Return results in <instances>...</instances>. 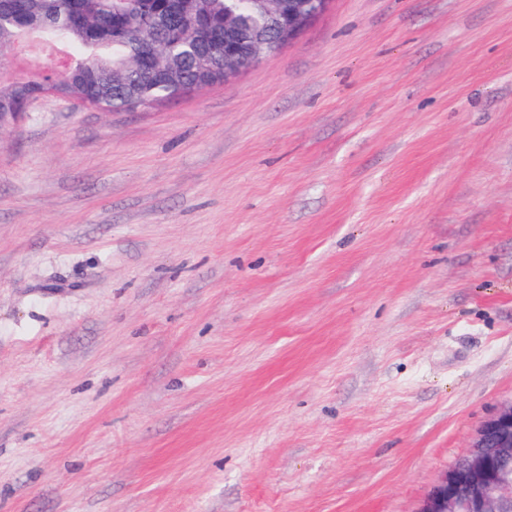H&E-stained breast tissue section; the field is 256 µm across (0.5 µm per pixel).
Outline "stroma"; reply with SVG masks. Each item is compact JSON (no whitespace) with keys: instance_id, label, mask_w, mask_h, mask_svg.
<instances>
[{"instance_id":"1","label":"stroma","mask_w":512,"mask_h":512,"mask_svg":"<svg viewBox=\"0 0 512 512\" xmlns=\"http://www.w3.org/2000/svg\"><path fill=\"white\" fill-rule=\"evenodd\" d=\"M511 402L512 0L0 129V512H417Z\"/></svg>"}]
</instances>
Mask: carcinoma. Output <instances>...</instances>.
Segmentation results:
<instances>
[{
  "mask_svg": "<svg viewBox=\"0 0 512 512\" xmlns=\"http://www.w3.org/2000/svg\"><path fill=\"white\" fill-rule=\"evenodd\" d=\"M173 13L202 16L221 36L226 17L251 31L269 23L261 0H0V45L38 36L71 59L67 78L43 88L131 110L182 96L216 67L190 25L171 28Z\"/></svg>",
  "mask_w": 512,
  "mask_h": 512,
  "instance_id": "carcinoma-1",
  "label": "carcinoma"
}]
</instances>
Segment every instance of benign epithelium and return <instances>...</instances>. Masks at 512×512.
<instances>
[{"label": "benign epithelium", "instance_id": "1", "mask_svg": "<svg viewBox=\"0 0 512 512\" xmlns=\"http://www.w3.org/2000/svg\"><path fill=\"white\" fill-rule=\"evenodd\" d=\"M329 0H267L274 13V30L283 41L296 36ZM272 53L270 39L245 37L224 23V78L252 67ZM67 68L53 64L45 74L30 73L10 81L33 86L48 77H62ZM417 512H512V404L483 422L469 453L449 467L426 495Z\"/></svg>", "mask_w": 512, "mask_h": 512}]
</instances>
